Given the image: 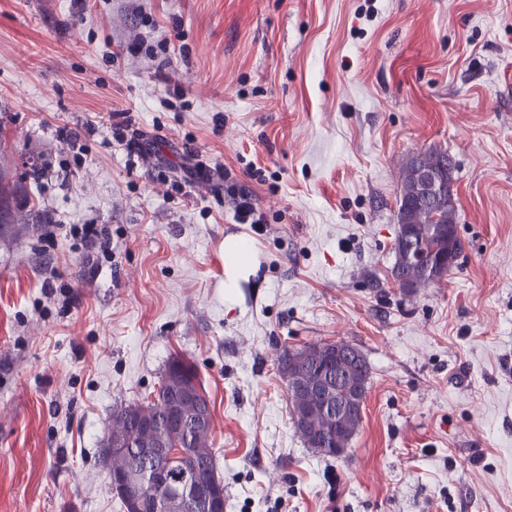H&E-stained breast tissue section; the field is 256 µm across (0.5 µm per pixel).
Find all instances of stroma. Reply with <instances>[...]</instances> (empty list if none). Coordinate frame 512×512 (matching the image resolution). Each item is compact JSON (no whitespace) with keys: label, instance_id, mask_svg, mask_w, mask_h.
<instances>
[{"label":"stroma","instance_id":"35a3bbf8","mask_svg":"<svg viewBox=\"0 0 512 512\" xmlns=\"http://www.w3.org/2000/svg\"><path fill=\"white\" fill-rule=\"evenodd\" d=\"M119 118L158 156H129ZM432 147L463 249L407 294L396 197ZM161 158L206 174L178 193L146 176ZM0 166L39 215L0 225V512H125L112 410L176 356L211 402L226 512H512V0H0ZM234 190L265 224L236 223ZM318 341L371 367L341 458L304 445L277 370Z\"/></svg>","mask_w":512,"mask_h":512}]
</instances>
